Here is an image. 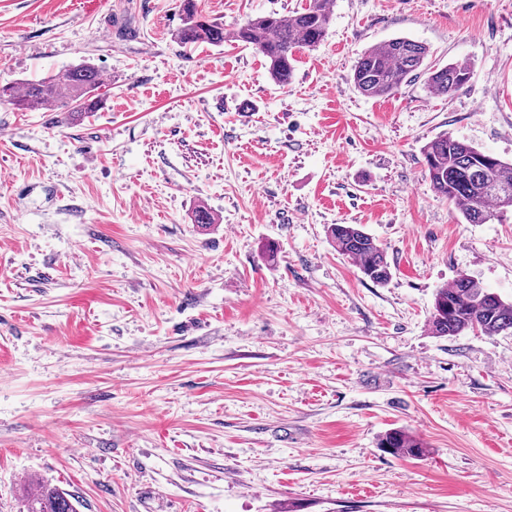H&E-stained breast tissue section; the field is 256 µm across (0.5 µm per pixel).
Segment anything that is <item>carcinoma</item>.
Here are the masks:
<instances>
[{
  "label": "carcinoma",
  "instance_id": "carcinoma-1",
  "mask_svg": "<svg viewBox=\"0 0 512 512\" xmlns=\"http://www.w3.org/2000/svg\"><path fill=\"white\" fill-rule=\"evenodd\" d=\"M331 0H307L288 16L276 13L248 20L231 34L199 8L198 0H181L183 24L174 36L181 45L222 46L230 37L261 54L273 81L288 84L297 55L317 47L325 38L333 11ZM428 48L421 42L396 37L366 49L354 67L353 81L365 96L392 94L409 78L426 75V84L437 95L451 94L470 79V69L458 64L441 68L425 65ZM101 71L90 63L73 66L61 75H49L22 86H0V102L21 110L39 111L53 104L70 114L94 112L103 104L97 94ZM430 185L448 200L469 224H485L512 211V163L444 133L422 147ZM327 234L336 252L358 265L372 282L390 277L385 251L357 224H330ZM433 335L458 336L479 331L494 336L512 332V303L484 288L474 278L460 274L451 285L436 291L429 318ZM379 447L394 455L419 459L426 455L422 442L401 429L381 436ZM26 512H76L72 496L56 488L38 487L27 499Z\"/></svg>",
  "mask_w": 512,
  "mask_h": 512
}]
</instances>
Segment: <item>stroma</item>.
<instances>
[{
  "label": "stroma",
  "instance_id": "obj_1",
  "mask_svg": "<svg viewBox=\"0 0 512 512\" xmlns=\"http://www.w3.org/2000/svg\"><path fill=\"white\" fill-rule=\"evenodd\" d=\"M304 3L199 0L228 32ZM179 5L0 0V84L85 60L105 95L0 105V512L33 480L77 512H512V335L429 327L460 274L512 301V214L466 223L422 155L449 132L512 161V0H335L285 86L178 44ZM395 37L469 82L364 96L358 57ZM327 234L336 252L355 261L366 278L378 284L388 281L390 264L387 255L360 225L330 224ZM379 448L394 455L419 459L425 456L426 448L422 442L401 429H393L381 436Z\"/></svg>",
  "mask_w": 512,
  "mask_h": 512
}]
</instances>
